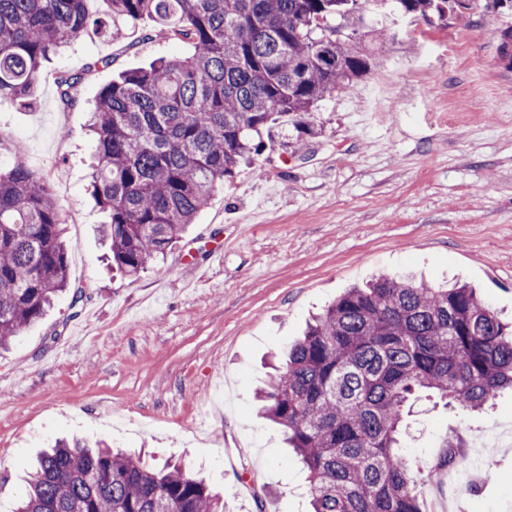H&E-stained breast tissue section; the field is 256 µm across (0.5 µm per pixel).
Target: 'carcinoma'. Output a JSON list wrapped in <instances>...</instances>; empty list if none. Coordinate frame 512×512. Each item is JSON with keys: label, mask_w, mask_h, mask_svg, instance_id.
I'll return each instance as SVG.
<instances>
[{"label": "carcinoma", "mask_w": 512, "mask_h": 512, "mask_svg": "<svg viewBox=\"0 0 512 512\" xmlns=\"http://www.w3.org/2000/svg\"><path fill=\"white\" fill-rule=\"evenodd\" d=\"M0 0V100L37 104L43 63L92 29L106 36L143 18L194 48L121 72L90 109L91 185L106 214L112 263L136 276L186 225L277 118L307 123L326 95L370 70L345 21L368 0ZM429 25L462 0H390ZM57 73L60 102H79L84 75ZM0 136V346L38 322L68 288L69 245L48 181ZM512 391V321L465 284L434 288L379 276L345 290L288 347L261 392L266 415L306 466L312 512H422L400 454L405 408L418 392L445 407L481 411ZM430 472L463 448L457 435ZM15 512H224L204 479L176 466L59 440L31 472Z\"/></svg>", "instance_id": "carcinoma-1"}]
</instances>
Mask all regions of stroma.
Listing matches in <instances>:
<instances>
[{
  "mask_svg": "<svg viewBox=\"0 0 512 512\" xmlns=\"http://www.w3.org/2000/svg\"><path fill=\"white\" fill-rule=\"evenodd\" d=\"M512 0L427 25L363 32L370 72L327 95L307 125L263 132L163 258L113 273L88 192V110L119 72L191 54L151 20L108 40L79 37L47 64L37 104H0V135L61 207L69 291L0 351V512L28 487L37 453L61 437L105 440L178 462L224 496L227 512H309L307 472L255 398L273 356L345 288L379 273L463 281L512 317V65L501 33ZM108 56L107 68L88 63ZM86 70L62 107L54 74ZM83 299L72 304L71 291ZM400 451L422 512H512V396L473 414L419 397ZM465 443L434 474L448 435Z\"/></svg>",
  "mask_w": 512,
  "mask_h": 512,
  "instance_id": "1",
  "label": "stroma"
}]
</instances>
